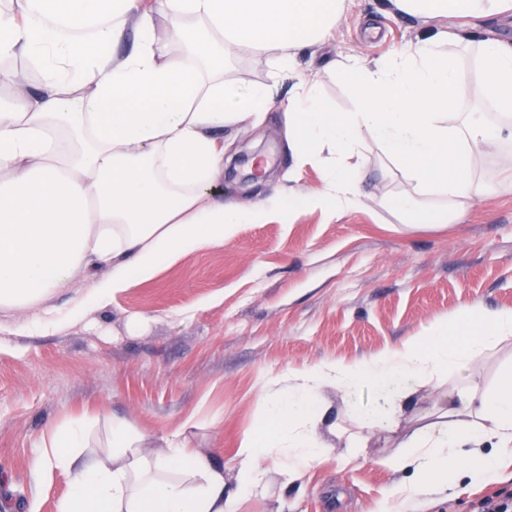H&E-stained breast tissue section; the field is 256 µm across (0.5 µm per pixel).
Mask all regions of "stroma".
Listing matches in <instances>:
<instances>
[{
	"mask_svg": "<svg viewBox=\"0 0 512 512\" xmlns=\"http://www.w3.org/2000/svg\"><path fill=\"white\" fill-rule=\"evenodd\" d=\"M423 30L417 19L393 13L389 0H352L332 38L297 50L293 78L279 77L273 54L241 50L225 65V81L273 84L277 92L257 129L225 127L224 149L271 148L277 157L257 179L243 169L224 172L216 190L253 200L320 189L322 168H296L288 147L296 80L353 57L394 56ZM506 152L512 143L484 147L473 178L495 191L472 201L458 223L404 224L383 201L411 186L368 137L360 184L366 207L333 218L297 209L239 225L224 247L186 255L76 323L66 321L68 310L107 267L77 271L40 306L0 310V512H57L71 479L33 463L41 437L75 419L90 424L99 446L112 419L132 423L152 452L181 432L187 447L223 470L225 494H236L243 435L262 430L261 396L283 387L290 372L367 361L435 322L456 320L466 304L512 310V170L498 162ZM509 369L512 338L475 354L469 378L490 390ZM461 383L452 372L410 381L415 402L401 413V434ZM324 396L347 429V407L378 404L367 383ZM398 444V436L376 437L368 460L347 464L343 441H335L300 481L287 486L270 474L264 494L241 497L238 512H472L489 493L512 494L510 464L494 482L401 508L391 495L400 475L385 463Z\"/></svg>",
	"mask_w": 512,
	"mask_h": 512,
	"instance_id": "1",
	"label": "stroma"
}]
</instances>
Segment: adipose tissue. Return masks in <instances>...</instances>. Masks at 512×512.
<instances>
[{
    "label": "adipose tissue",
    "mask_w": 512,
    "mask_h": 512,
    "mask_svg": "<svg viewBox=\"0 0 512 512\" xmlns=\"http://www.w3.org/2000/svg\"><path fill=\"white\" fill-rule=\"evenodd\" d=\"M390 2L430 27L399 56L337 66L356 111H328L317 81L302 84L288 105L289 143L298 162L321 164L325 176L320 191L290 197L289 206L332 216L363 206L354 161L366 131L413 187L385 206L407 223L452 224L464 204L494 191L472 179L480 144L512 142V45L493 36L473 41L444 22L509 13L512 0ZM348 7V0H155L150 9L143 0H12L1 7L0 86L14 101L0 109V308L39 305L76 270L108 265L70 310L69 320L78 321L163 266L222 247L238 225L269 219L277 201L227 202L213 191L224 171L225 125L260 120L271 103L268 87L225 83L222 64L247 47L276 52L280 69H291L296 50L331 36ZM157 12L170 15L174 38L201 32L179 59L160 58ZM131 21L140 31L137 49L112 56L107 45ZM463 47L475 55L482 100L501 116L494 125L476 112L448 123L463 81ZM19 56L40 66V93L30 92L26 72L10 67ZM432 196L438 205H428ZM509 337L512 310L466 306L458 320L433 324L363 364L334 360L294 372V385L265 394L267 434L242 438L238 495L263 491L267 462L292 484L331 452L321 433L324 388L366 382L379 393L376 411L354 416L358 430L347 442L357 458L369 434L397 426L410 399L397 391L399 381L463 371L474 354ZM89 445L78 422L42 443L35 469L71 477L58 512H237L223 471L187 448L180 433L150 455L142 435L115 420L106 450ZM404 446L389 464L405 475L395 493L406 504L498 477L502 461L512 460V372L491 392L456 390Z\"/></svg>",
    "instance_id": "1"
}]
</instances>
